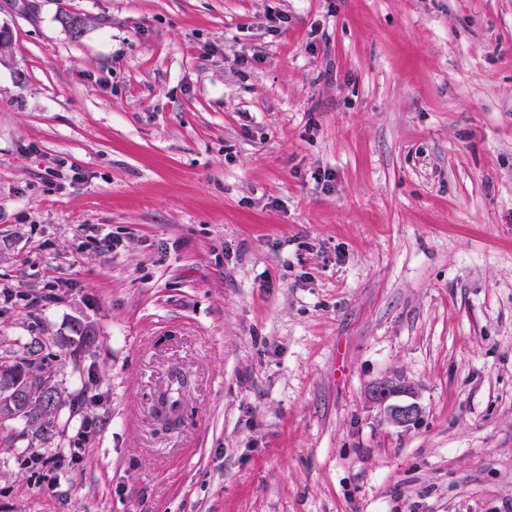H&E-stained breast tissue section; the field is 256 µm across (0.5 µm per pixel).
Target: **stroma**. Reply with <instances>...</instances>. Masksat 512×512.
Returning a JSON list of instances; mask_svg holds the SVG:
<instances>
[{"label":"stroma","mask_w":512,"mask_h":512,"mask_svg":"<svg viewBox=\"0 0 512 512\" xmlns=\"http://www.w3.org/2000/svg\"><path fill=\"white\" fill-rule=\"evenodd\" d=\"M0 29V356L51 344L77 403L0 428V512H512V0H0ZM391 380H383L377 383V387L373 393H371V398H374L380 403H387L394 396L398 395L399 397H407L409 399H413V393L409 386L401 383V389H397L399 393H393L391 395L390 391L396 382H390ZM409 399H401L395 401L392 405L387 408V417L388 419L395 425L406 427L416 422V420L421 415V408L419 404L413 400Z\"/></svg>","instance_id":"1"}]
</instances>
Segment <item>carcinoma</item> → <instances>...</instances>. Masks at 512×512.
I'll use <instances>...</instances> for the list:
<instances>
[{
    "instance_id": "1",
    "label": "carcinoma",
    "mask_w": 512,
    "mask_h": 512,
    "mask_svg": "<svg viewBox=\"0 0 512 512\" xmlns=\"http://www.w3.org/2000/svg\"><path fill=\"white\" fill-rule=\"evenodd\" d=\"M57 21L74 40L82 37L87 26L85 19L67 13L60 14ZM44 349L43 341L35 338L19 345V350L10 355L0 357V369H9L13 385L22 388L29 398L27 410L17 413L11 420L23 423V431L41 437L52 431L63 405L53 383V374L44 365Z\"/></svg>"
}]
</instances>
